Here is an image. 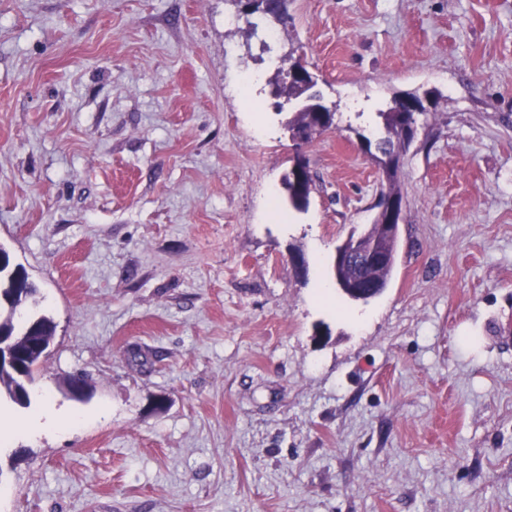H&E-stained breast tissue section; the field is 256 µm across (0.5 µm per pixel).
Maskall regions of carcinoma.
Instances as JSON below:
<instances>
[{"label": "carcinoma", "mask_w": 512, "mask_h": 512, "mask_svg": "<svg viewBox=\"0 0 512 512\" xmlns=\"http://www.w3.org/2000/svg\"><path fill=\"white\" fill-rule=\"evenodd\" d=\"M254 12L262 17L286 25L288 21L287 0H252ZM275 92L292 104L291 115L286 126L288 131L305 132L313 137L330 128L333 124L334 113L320 112L316 109V101L322 98L318 89V79H313L307 88L299 92L294 83L288 80V72L281 69L275 76ZM381 120L384 134L375 143L376 152L371 154L383 175L381 195L388 197H403L402 171L390 166L386 156L394 152H406L410 146L408 130L403 117L394 105L377 112ZM283 185L288 197L295 208L300 209L307 204L315 183L310 170L296 176L290 172L283 178ZM364 244L374 245L396 251L397 243L387 238L385 231L374 220L367 226ZM0 263L3 269L13 272L10 277L0 278V308L6 310V317H0V336L10 340L18 354V365L0 367V394H5L12 402L21 406L30 405V396L26 382L34 378L48 355L52 341V325L45 318L23 322L17 326L14 322L18 307L37 293V288L28 279L25 270L11 262L9 252L0 245Z\"/></svg>", "instance_id": "1"}]
</instances>
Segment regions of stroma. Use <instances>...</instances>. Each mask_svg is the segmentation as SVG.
Returning a JSON list of instances; mask_svg holds the SVG:
<instances>
[{"label":"stroma","mask_w":512,"mask_h":512,"mask_svg":"<svg viewBox=\"0 0 512 512\" xmlns=\"http://www.w3.org/2000/svg\"><path fill=\"white\" fill-rule=\"evenodd\" d=\"M287 7L267 48L233 0H0V245L55 324L0 406L86 419L11 434L0 512H512V0ZM294 45L335 112L303 210ZM426 90L389 283L320 302L381 191L361 140ZM306 163L307 162L304 159L298 158L292 169L283 178V185L288 192V197L295 206L293 207L297 209L304 207L307 204V201L309 203L308 198H310L311 192L315 186L308 166L299 176H295L292 171L294 170L299 173L305 169Z\"/></svg>","instance_id":"1"}]
</instances>
